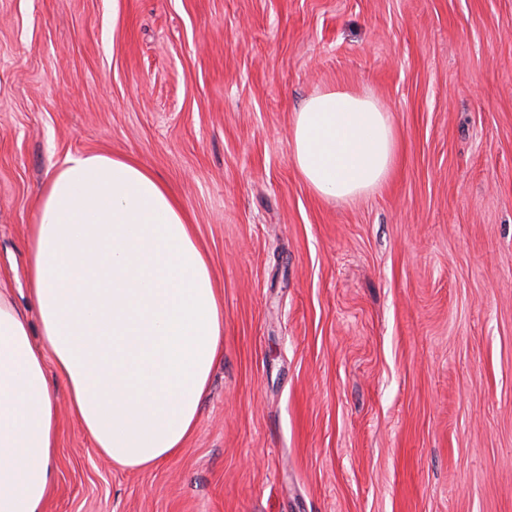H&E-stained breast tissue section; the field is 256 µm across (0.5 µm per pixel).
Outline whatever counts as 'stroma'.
I'll return each instance as SVG.
<instances>
[{
	"instance_id": "stroma-1",
	"label": "stroma",
	"mask_w": 512,
	"mask_h": 512,
	"mask_svg": "<svg viewBox=\"0 0 512 512\" xmlns=\"http://www.w3.org/2000/svg\"><path fill=\"white\" fill-rule=\"evenodd\" d=\"M336 87L390 111L381 188L317 198L288 142ZM174 192L224 296L197 428L99 455L57 385L44 512H512V0H0V290L30 304L69 155Z\"/></svg>"
}]
</instances>
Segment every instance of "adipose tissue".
<instances>
[{"label": "adipose tissue", "instance_id": "adipose-tissue-1", "mask_svg": "<svg viewBox=\"0 0 512 512\" xmlns=\"http://www.w3.org/2000/svg\"><path fill=\"white\" fill-rule=\"evenodd\" d=\"M289 144L308 187L337 201L379 188L397 152L390 113L343 88L300 106ZM27 255L31 312L0 294V512H42L57 445L53 379L100 454L155 468L194 433L224 347V301L194 226L135 161L68 156L41 194Z\"/></svg>", "mask_w": 512, "mask_h": 512}]
</instances>
